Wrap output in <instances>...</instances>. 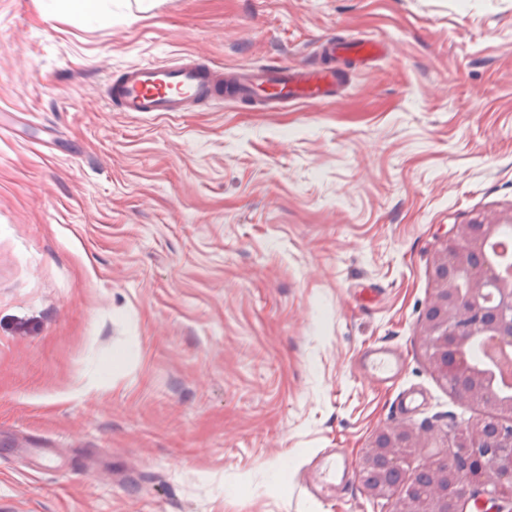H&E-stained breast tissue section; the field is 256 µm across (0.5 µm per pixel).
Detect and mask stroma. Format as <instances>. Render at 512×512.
<instances>
[{"label": "stroma", "mask_w": 512, "mask_h": 512, "mask_svg": "<svg viewBox=\"0 0 512 512\" xmlns=\"http://www.w3.org/2000/svg\"><path fill=\"white\" fill-rule=\"evenodd\" d=\"M108 25L0 0V512H384L392 423L478 419L418 331L455 224L512 210V0H109ZM340 64L334 101L159 116L102 89L193 55ZM399 348L397 387L358 360ZM424 397L400 408L401 393ZM324 53L333 58L354 56L364 61H370L376 57L380 51V43L373 41H359L345 44H338L333 40H325L323 43ZM350 470V461L341 448H336V458L324 464L323 470L320 471V480L314 485L315 493L322 492L324 489L336 488V481H344L347 479ZM318 487L321 489L318 490Z\"/></svg>", "instance_id": "1"}]
</instances>
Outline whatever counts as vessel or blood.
<instances>
[{"label": "vessel or blood", "mask_w": 512, "mask_h": 512, "mask_svg": "<svg viewBox=\"0 0 512 512\" xmlns=\"http://www.w3.org/2000/svg\"><path fill=\"white\" fill-rule=\"evenodd\" d=\"M323 46L327 55L354 56L365 61L372 60L380 51L379 43L373 41L339 44L327 40ZM341 82L339 72L332 67L250 66L227 77L187 56L171 63L132 65L119 80L108 83L107 95L122 111L166 115L188 111L192 104L214 97L220 84L225 83L234 97L241 100L265 93L271 108L277 109L332 101ZM403 366L402 352L388 346L367 349L360 360L366 380L381 389L392 387L399 380ZM349 470L347 454L337 450L335 459L326 462L320 472L319 487H335L337 482L347 479Z\"/></svg>", "instance_id": "1"}]
</instances>
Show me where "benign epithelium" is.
<instances>
[{
  "label": "benign epithelium",
  "mask_w": 512,
  "mask_h": 512,
  "mask_svg": "<svg viewBox=\"0 0 512 512\" xmlns=\"http://www.w3.org/2000/svg\"><path fill=\"white\" fill-rule=\"evenodd\" d=\"M506 227H512V212L495 223L456 224L433 255L422 348L461 405L482 406L487 415L448 426L447 451L430 455L414 470V428L378 429L356 475L364 495L386 501L389 512H464L469 501L512 512V389L497 386L471 359L480 340L512 348V274H502L486 256Z\"/></svg>",
  "instance_id": "7a95c632"
}]
</instances>
